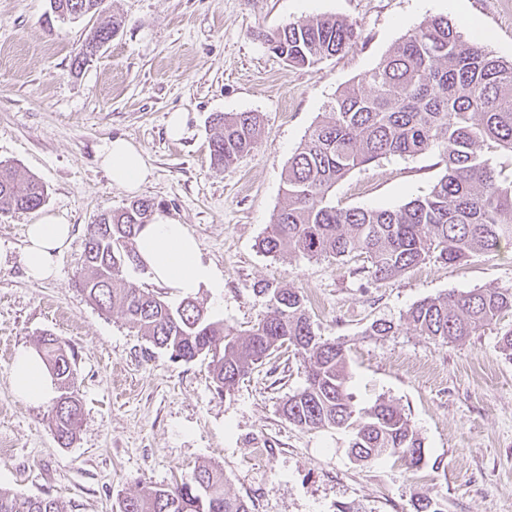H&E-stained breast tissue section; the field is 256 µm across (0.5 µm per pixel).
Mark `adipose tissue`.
I'll return each instance as SVG.
<instances>
[{
	"instance_id": "adipose-tissue-1",
	"label": "adipose tissue",
	"mask_w": 512,
	"mask_h": 512,
	"mask_svg": "<svg viewBox=\"0 0 512 512\" xmlns=\"http://www.w3.org/2000/svg\"><path fill=\"white\" fill-rule=\"evenodd\" d=\"M101 164L113 185L130 194L137 193L152 176L141 148L126 139L112 140ZM71 231V225L59 215L27 225L22 262L30 279L45 281L55 275L56 258L68 246ZM136 250L150 276L180 296L195 295L203 288L216 296L223 291V274L202 261L197 240L175 219L161 218L144 225L136 238ZM11 382L14 392L33 404L46 402L54 392V380L34 351L17 352Z\"/></svg>"
}]
</instances>
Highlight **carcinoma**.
<instances>
[{"instance_id":"cac0c4a2","label":"carcinoma","mask_w":512,"mask_h":512,"mask_svg":"<svg viewBox=\"0 0 512 512\" xmlns=\"http://www.w3.org/2000/svg\"><path fill=\"white\" fill-rule=\"evenodd\" d=\"M56 18L75 21L103 12V0H50ZM120 22L89 29L72 65L89 64L112 41ZM353 24L333 16L290 22L266 36L268 48L290 66L314 68L355 46ZM211 163L228 167L250 151L261 134L255 112L211 116ZM436 149L446 171L431 191L395 208L339 207L336 183L356 169L390 155L413 156ZM512 154V62L465 39L448 18L433 17L406 35L359 83L336 94L320 120L288 161L285 203L259 244L272 256L339 259L365 256L366 275L376 281L434 260L459 264L479 255L512 249V175L493 164V155ZM47 189L34 177L21 178L0 161V215L42 207ZM159 205L137 199L88 225L76 287L102 313L117 312L136 335L170 358L208 360L217 393L235 392L256 365L289 347L308 365L305 387L282 400L281 415L302 430H340L358 461L388 457L409 468L424 460L423 442L402 410L384 399L354 408L347 393V350L315 332L304 296L292 287L262 288L266 315L238 330L213 319L199 302L173 305L154 292L124 283V272L139 266L135 238L154 220ZM108 225L101 229L100 224ZM512 310V290L476 288L425 298L405 321L422 336L459 341ZM41 356L57 385L73 376L65 342L46 333ZM81 423L72 395L55 402L50 424L58 442L69 445ZM224 469L200 464L172 485L143 484L123 496L119 512H251L243 498L228 495ZM414 512H445L429 495ZM0 512H66L49 496L0 490Z\"/></svg>"}]
</instances>
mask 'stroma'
Wrapping results in <instances>:
<instances>
[{"label": "stroma", "mask_w": 512, "mask_h": 512, "mask_svg": "<svg viewBox=\"0 0 512 512\" xmlns=\"http://www.w3.org/2000/svg\"><path fill=\"white\" fill-rule=\"evenodd\" d=\"M105 0L122 18L89 65L72 60L92 19H51L49 0H0V161L48 190L30 212L0 216V489L49 495L67 512H119L138 484H170L195 466L224 469L225 490L252 512H413L421 495L446 512H512V355L500 347L512 311L459 342L420 335L404 322L427 297L475 288L512 289V253L448 265L428 262L383 281L363 273L364 257H272L258 243L284 204L288 160L336 92L356 84L401 38L434 16H471L512 60V0ZM353 23L349 52L313 68L291 67L262 36L316 16ZM183 135L167 132L171 113ZM256 112L257 145L228 168L210 161L208 119ZM139 146L153 168L141 197L185 224L224 290L196 298L225 324L245 329L266 311L265 285L297 288L315 331L344 342L355 406L385 398L408 414L424 445L420 467L387 458L359 463L336 430L305 432L279 404L306 384L294 350L253 369L233 396L216 393L207 363L172 361L101 313L75 286L87 227L131 197L99 163L112 139ZM438 150L390 156L354 170L333 191L343 207L395 208L427 194L444 173ZM64 216L72 241L56 278L28 279L21 261L26 225ZM396 329L374 336L370 326ZM51 333L73 352L82 427L67 446L49 427L51 403L28 404L10 383L19 349Z\"/></svg>", "instance_id": "35a3bbf8"}]
</instances>
